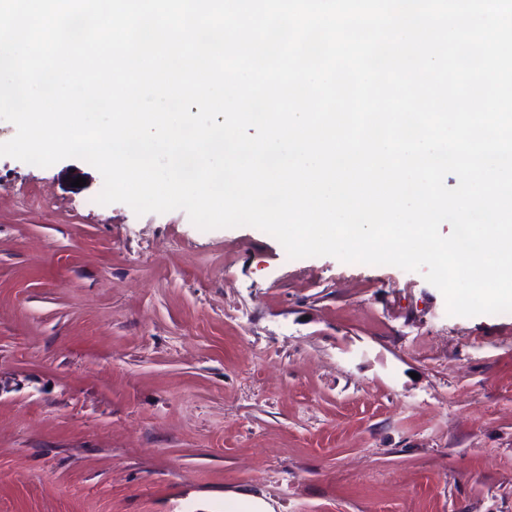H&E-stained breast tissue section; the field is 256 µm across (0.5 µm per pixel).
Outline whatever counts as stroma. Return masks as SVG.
<instances>
[{
  "mask_svg": "<svg viewBox=\"0 0 512 512\" xmlns=\"http://www.w3.org/2000/svg\"><path fill=\"white\" fill-rule=\"evenodd\" d=\"M102 186L0 157V512H512V312Z\"/></svg>",
  "mask_w": 512,
  "mask_h": 512,
  "instance_id": "obj_1",
  "label": "stroma"
}]
</instances>
